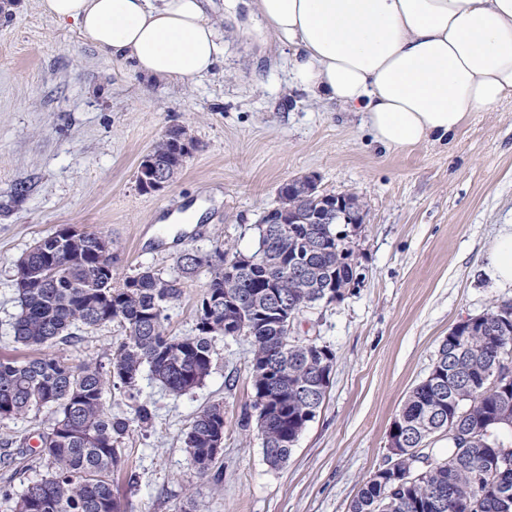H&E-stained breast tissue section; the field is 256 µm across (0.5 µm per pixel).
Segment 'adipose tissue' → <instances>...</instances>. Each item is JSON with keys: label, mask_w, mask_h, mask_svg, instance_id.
Returning a JSON list of instances; mask_svg holds the SVG:
<instances>
[{"label": "adipose tissue", "mask_w": 512, "mask_h": 512, "mask_svg": "<svg viewBox=\"0 0 512 512\" xmlns=\"http://www.w3.org/2000/svg\"><path fill=\"white\" fill-rule=\"evenodd\" d=\"M149 80L190 83L224 57L206 0H38ZM288 47L289 85L361 113L375 143L407 150L452 137L470 113L512 99V0H250ZM484 269L512 287V225Z\"/></svg>", "instance_id": "obj_1"}]
</instances>
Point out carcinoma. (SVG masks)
<instances>
[{"mask_svg": "<svg viewBox=\"0 0 512 512\" xmlns=\"http://www.w3.org/2000/svg\"><path fill=\"white\" fill-rule=\"evenodd\" d=\"M159 166L184 167L186 157L164 138L149 150ZM318 202L293 205L295 220L276 215L256 225L262 246L244 265L228 271L238 250L227 245L212 254L176 259L177 275L146 268L117 281L112 264L98 260L103 232L77 231L64 241L62 229L35 242L16 262L20 312L15 341L46 352L18 361L0 358V422L47 409L53 418L40 435L37 455L47 471L15 494L0 492L10 512H121L112 475L124 466L121 440L133 421L152 427L147 402L133 420L106 407L108 390H138L143 368L179 396L200 386L213 366V340L245 336L251 342L250 379L256 427L264 459L273 468L290 457L300 434L320 408L330 381L324 374L335 353L314 340L290 339L278 312L299 314L344 296L357 276L348 225L313 224ZM304 274L284 276L295 257ZM207 268L210 282L199 307H210L207 325L192 336L166 333L167 311L184 281ZM117 322L124 335L105 374L97 363L72 364L48 352L73 337V328ZM471 330L449 331L428 376L409 393L393 421L406 448L365 481L349 512H512V448L497 432L512 429V303L503 301L473 318ZM448 455L435 458L428 445L448 427ZM224 439V407L214 403L198 413L183 443L201 476L209 475L216 444Z\"/></svg>", "mask_w": 512, "mask_h": 512, "instance_id": "obj_1", "label": "carcinoma"}]
</instances>
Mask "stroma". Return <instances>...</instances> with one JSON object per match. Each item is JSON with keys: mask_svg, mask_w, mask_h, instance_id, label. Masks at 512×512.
Returning <instances> with one entry per match:
<instances>
[{"mask_svg": "<svg viewBox=\"0 0 512 512\" xmlns=\"http://www.w3.org/2000/svg\"><path fill=\"white\" fill-rule=\"evenodd\" d=\"M209 10L224 27V62L189 84L144 82L36 0H15L0 19V357L31 353L14 339L15 263L62 226L107 234L117 279L147 267L171 275L186 252L227 243L252 252L256 224L289 179L309 175L321 193L355 194L367 213L353 238L360 282L291 329L329 346L336 363L285 465L268 466L256 428L242 426L253 411L246 337L215 339L211 374L186 394L145 372L136 397L106 396L110 412L131 422L125 466L112 478L123 512H349L385 466L390 426L441 340L461 320L512 301V288L483 270L498 230L512 224V102L472 113L446 142L388 150L360 115L288 88L287 48L245 9L232 15L211 0ZM175 125L189 128L196 150L170 187L140 191L142 155ZM200 198L209 207L199 223H169ZM209 280L203 269L186 281L168 311L169 335L193 334ZM75 334L55 352L111 369L118 323ZM139 401L155 410L146 431L132 422ZM218 402L224 446L203 477L183 432ZM51 418L43 410L0 422V447L17 451L0 460V486L18 493L44 474L35 450Z\"/></svg>", "mask_w": 512, "mask_h": 512, "instance_id": "stroma-1", "label": "stroma"}]
</instances>
